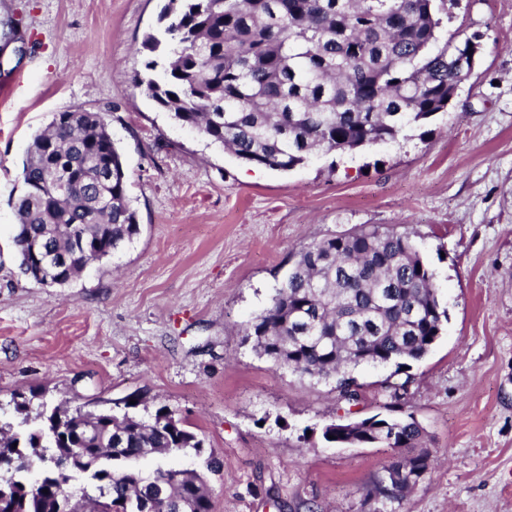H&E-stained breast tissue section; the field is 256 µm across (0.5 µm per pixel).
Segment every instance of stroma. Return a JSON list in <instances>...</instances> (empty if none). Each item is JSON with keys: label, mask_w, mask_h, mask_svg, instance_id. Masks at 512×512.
<instances>
[{"label": "stroma", "mask_w": 512, "mask_h": 512, "mask_svg": "<svg viewBox=\"0 0 512 512\" xmlns=\"http://www.w3.org/2000/svg\"><path fill=\"white\" fill-rule=\"evenodd\" d=\"M164 0H0V420L44 392L96 410L164 406L214 449L213 512H512V0H458L448 32L480 59L447 112L396 140L247 166L162 112L134 82ZM101 112L121 149L140 233L70 284L24 276L13 202L33 136ZM362 225L408 232L448 309L403 400L435 467L397 499L367 491L397 456L325 442L339 418L388 414L390 368L363 398L279 368L246 341L298 249Z\"/></svg>", "instance_id": "35a3bbf8"}]
</instances>
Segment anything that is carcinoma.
Segmentation results:
<instances>
[{
    "label": "carcinoma",
    "instance_id": "1",
    "mask_svg": "<svg viewBox=\"0 0 512 512\" xmlns=\"http://www.w3.org/2000/svg\"><path fill=\"white\" fill-rule=\"evenodd\" d=\"M447 0H166L146 34V73L135 83L182 125L229 150L241 163L288 171L311 155L348 153L393 141L409 125L448 107L469 77L459 62L479 49L472 38H443ZM342 140H337V137ZM14 200L19 268L46 248L71 266L121 251L139 234L122 153L98 112L54 116L22 163ZM88 249L73 253V239ZM448 310L434 273L411 236L360 226L311 242L268 307L246 328L255 348L280 368L336 379L337 399L361 400L350 372L359 353L395 365L394 399L413 382L410 363L441 336ZM127 411L74 410L14 401L17 424L0 425V512H58L70 472L88 476L92 497L71 512H212L196 470L133 463L159 454L204 452L205 442L165 407L149 420ZM369 443L399 452L370 493L398 498L434 467L426 434L410 415L374 416ZM85 449L93 468H61L65 448ZM121 448L108 457L106 448ZM37 469L34 481L27 474Z\"/></svg>",
    "mask_w": 512,
    "mask_h": 512
}]
</instances>
